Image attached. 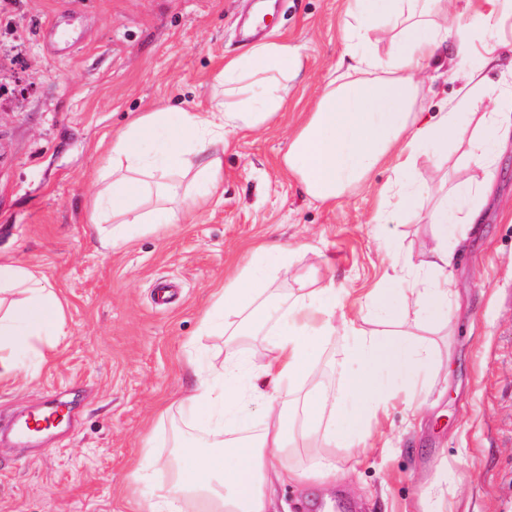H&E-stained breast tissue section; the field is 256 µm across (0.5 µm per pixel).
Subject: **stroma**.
<instances>
[{"instance_id": "35a3bbf8", "label": "stroma", "mask_w": 512, "mask_h": 512, "mask_svg": "<svg viewBox=\"0 0 512 512\" xmlns=\"http://www.w3.org/2000/svg\"><path fill=\"white\" fill-rule=\"evenodd\" d=\"M255 0H0V257L40 267L61 297L67 334L50 364L28 349L35 378L0 383V422L32 412L60 391L72 403L67 427L39 444L0 439V512H140L148 480L135 462L166 459L176 442L204 444L212 424L177 405L190 378L184 355L221 367L224 339L198 336L213 284L247 245L301 246L291 271L305 279L331 266L352 299L382 280L389 256L419 261L430 243V201L396 224H377L378 188L337 204L310 201L279 166L288 135L343 51L341 0H272L259 22L266 40L302 46L304 69L290 82L288 109L266 129L246 132L224 154V191L192 219L100 248L88 230L104 184L112 134L141 112L169 106L204 112L221 88L226 58L243 53L238 35ZM457 151L418 160L434 187L474 176ZM512 151L499 160L491 202L455 270L452 322L419 331L447 375L413 423L395 404L366 445L326 450L323 436L299 441L290 462L309 468L332 452L336 476L286 481L277 512H310L342 500L356 512H429L425 486L449 473L442 512H512ZM173 283L174 300L155 303ZM167 408L157 421L158 408Z\"/></svg>"}]
</instances>
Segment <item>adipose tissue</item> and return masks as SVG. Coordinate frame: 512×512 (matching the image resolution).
Here are the masks:
<instances>
[{
	"label": "adipose tissue",
	"instance_id": "adipose-tissue-1",
	"mask_svg": "<svg viewBox=\"0 0 512 512\" xmlns=\"http://www.w3.org/2000/svg\"><path fill=\"white\" fill-rule=\"evenodd\" d=\"M339 28L344 51L321 94L293 128L280 159L305 195L323 205L370 187L380 169L394 179L381 189L382 220H396L421 197L433 198V244L418 263L391 262L382 284L358 309L346 304L347 289L333 273L296 281L280 292L273 283L288 274L300 249L263 241L250 246L222 283L213 288L198 333L226 335L224 371L205 372L193 358L183 366L192 379L180 407L197 419L223 426L225 439L209 446H183L170 462L174 479L147 498L146 512H182L195 501L200 512H276L275 485L288 474L294 434L326 430L328 447H353L366 440L373 421L394 400L411 412L425 404L435 354L415 339L402 320L404 306L427 330L448 322L455 294L456 257L486 203L491 181L471 178L434 189L417 170L420 156L447 158L463 148L464 159L490 170L512 141V88L490 83L484 71L496 66L495 47L475 33L488 22L512 30V0H468L466 12L449 17L447 0H342ZM383 31L390 49L380 53L372 39ZM453 51L460 77L455 94L436 111L423 104L428 71ZM299 46L261 40L228 58L217 79L223 96L206 112H143L112 135V181L96 197L92 226L112 221L99 235L112 251L135 236L191 219L224 185L223 156L235 137L262 130L288 108V83L303 70ZM158 143L143 151L145 140ZM194 172L201 188L180 209L166 205L175 172ZM0 383L20 374L19 349L46 340L57 348L66 334L63 304L38 267L0 258ZM381 318L394 325L379 338L364 324ZM264 337L270 354L252 366L237 342ZM351 343L335 363L343 398L321 385L314 365L320 348L336 337ZM304 402L299 424L288 418L296 395ZM257 404L264 421L251 430L245 411Z\"/></svg>",
	"mask_w": 512,
	"mask_h": 512
}]
</instances>
